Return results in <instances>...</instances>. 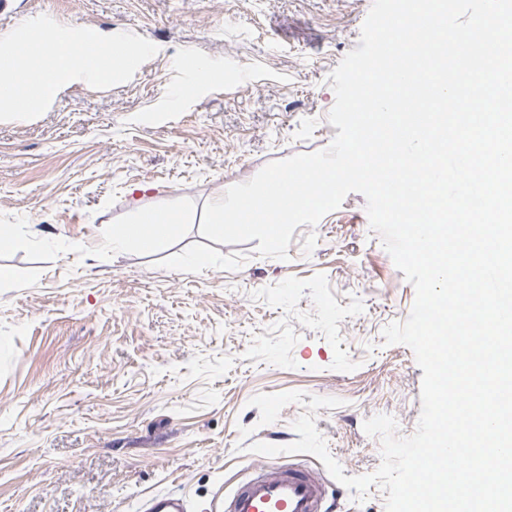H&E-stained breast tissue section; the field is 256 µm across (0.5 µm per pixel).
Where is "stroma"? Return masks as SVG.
<instances>
[{
    "label": "stroma",
    "instance_id": "stroma-1",
    "mask_svg": "<svg viewBox=\"0 0 512 512\" xmlns=\"http://www.w3.org/2000/svg\"><path fill=\"white\" fill-rule=\"evenodd\" d=\"M373 0H9L0 32L46 15L158 48L131 80L62 87L29 121L0 122V512H141L155 493L194 512L288 445L301 415L261 424L250 400L336 397L316 427L344 476L376 471L387 414H421L413 351L384 342L415 288L371 230L362 194L298 226L288 260L200 233L205 204L264 166L326 149L328 79L358 48ZM204 60L213 74L193 68ZM181 208L168 248H107L142 214ZM43 237L76 250L53 252ZM203 253L204 268L185 265ZM42 276L32 279L33 269Z\"/></svg>",
    "mask_w": 512,
    "mask_h": 512
}]
</instances>
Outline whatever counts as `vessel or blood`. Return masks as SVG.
Returning <instances> with one entry per match:
<instances>
[{
	"label": "vessel or blood",
	"instance_id": "vessel-or-blood-1",
	"mask_svg": "<svg viewBox=\"0 0 512 512\" xmlns=\"http://www.w3.org/2000/svg\"><path fill=\"white\" fill-rule=\"evenodd\" d=\"M336 500L315 470L291 464L257 467L251 478L211 512H332ZM142 512H191L183 496L158 493L142 504Z\"/></svg>",
	"mask_w": 512,
	"mask_h": 512
}]
</instances>
